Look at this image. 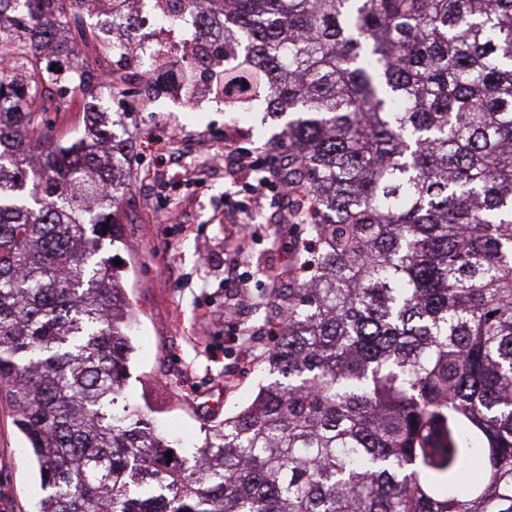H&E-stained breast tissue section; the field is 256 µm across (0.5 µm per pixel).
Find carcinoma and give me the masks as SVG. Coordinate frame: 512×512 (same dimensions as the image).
<instances>
[{"label": "carcinoma", "mask_w": 512, "mask_h": 512, "mask_svg": "<svg viewBox=\"0 0 512 512\" xmlns=\"http://www.w3.org/2000/svg\"><path fill=\"white\" fill-rule=\"evenodd\" d=\"M88 2L0 0V403L38 512H512V0H167L224 18V83L288 117L313 253L268 383L180 454L118 405L121 86L68 72L84 130L45 127L71 103L41 88L59 28L121 49Z\"/></svg>", "instance_id": "1"}]
</instances>
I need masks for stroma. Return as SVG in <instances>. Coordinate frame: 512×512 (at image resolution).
Masks as SVG:
<instances>
[{
	"mask_svg": "<svg viewBox=\"0 0 512 512\" xmlns=\"http://www.w3.org/2000/svg\"><path fill=\"white\" fill-rule=\"evenodd\" d=\"M78 57L112 71L125 89L104 103L121 116L132 143V185L121 210L125 242L104 249L121 261L139 318L124 399L172 437L196 443L204 427L250 404L267 379L263 356L278 340L281 310L297 285L293 274L308 258L307 227L288 222L276 190L267 191L261 209H250L257 173L230 177L211 159L228 140L266 154L284 126L220 102L212 70L194 73L197 106L188 103L184 74L171 57L160 60V90L150 95L135 78L136 62L107 55L97 43L80 46ZM246 223L258 232L235 276L232 247ZM285 271L291 279L274 281ZM242 300V324L225 321V308ZM27 445L0 405V512H38L41 479Z\"/></svg>",
	"mask_w": 512,
	"mask_h": 512,
	"instance_id": "35a3bbf8",
	"label": "stroma"
}]
</instances>
